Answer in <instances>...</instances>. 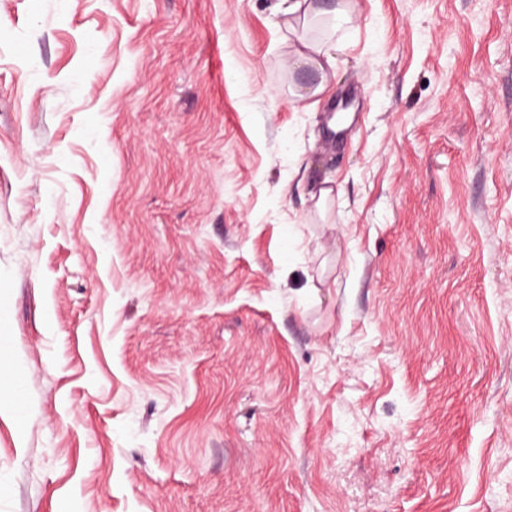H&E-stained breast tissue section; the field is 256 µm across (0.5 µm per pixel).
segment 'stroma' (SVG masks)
Here are the masks:
<instances>
[{
    "mask_svg": "<svg viewBox=\"0 0 512 512\" xmlns=\"http://www.w3.org/2000/svg\"><path fill=\"white\" fill-rule=\"evenodd\" d=\"M350 3L0 0V512H512V0ZM284 14L288 15V29L295 31V24L301 19L306 20L308 17H319L327 14L345 13V5L341 4V8L334 10H322L315 6L313 0H290ZM338 42L311 41L304 37L298 38V45L292 51V62L297 66H311L324 71L325 64L331 66L333 61L332 52L339 49Z\"/></svg>",
    "mask_w": 512,
    "mask_h": 512,
    "instance_id": "stroma-1",
    "label": "stroma"
}]
</instances>
